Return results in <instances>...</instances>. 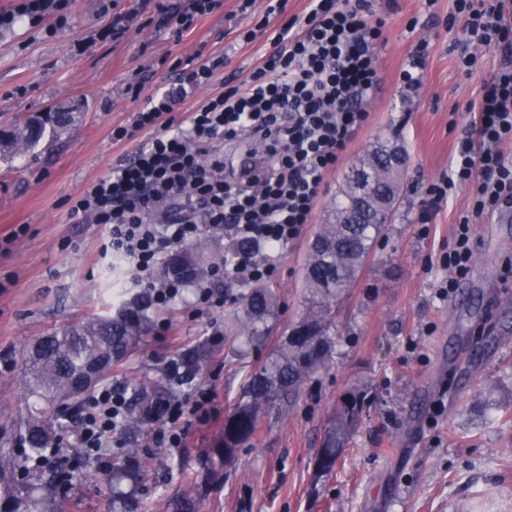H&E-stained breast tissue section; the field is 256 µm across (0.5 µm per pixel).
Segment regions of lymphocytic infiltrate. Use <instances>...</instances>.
Returning <instances> with one entry per match:
<instances>
[{
	"mask_svg": "<svg viewBox=\"0 0 512 512\" xmlns=\"http://www.w3.org/2000/svg\"><path fill=\"white\" fill-rule=\"evenodd\" d=\"M452 24L487 48L512 50V13L507 0H453ZM61 0H17L0 12V29L19 20L30 27L54 17ZM385 23L371 18L365 0H310L303 15L287 20L256 69L239 82L223 81L186 123L168 114L187 89L208 85L224 61L211 58L176 71L173 83L149 98L132 126L117 127L116 140L151 136L86 185L71 216L110 228V244L138 282L150 281L171 247L194 240L203 229L226 230L273 247L297 239L310 223L321 184L356 132L370 117L366 107L380 89V51ZM470 136L456 144L450 172L425 188L420 223H430L453 192L468 188L471 206L460 214L454 242L439 263L449 276L439 283L448 295L469 271L473 226L512 206V160L501 149L512 139V60L481 87L471 112ZM248 136L265 146L258 165L243 173L246 186L224 180L218 145ZM124 407L122 391L100 388L77 434L82 447H104Z\"/></svg>",
	"mask_w": 512,
	"mask_h": 512,
	"instance_id": "lymphocytic-infiltrate-1",
	"label": "lymphocytic infiltrate"
}]
</instances>
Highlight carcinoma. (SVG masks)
<instances>
[{
  "instance_id": "carcinoma-1",
  "label": "carcinoma",
  "mask_w": 512,
  "mask_h": 512,
  "mask_svg": "<svg viewBox=\"0 0 512 512\" xmlns=\"http://www.w3.org/2000/svg\"><path fill=\"white\" fill-rule=\"evenodd\" d=\"M75 121L76 115L59 112L47 122L18 120L4 131L0 155L28 152L46 135L63 132ZM405 182L404 174L391 167L386 150L377 142L350 167L325 224L309 245L305 310L287 336L260 359L246 390L224 414L211 447L202 449L204 481L218 480L263 418L277 406H288V398L327 367L336 346L331 334L332 303L355 283L374 243L393 219ZM227 265V256L213 252L201 240L167 255L159 276L199 288L214 284V273ZM222 287L234 305L224 321L225 340L242 339L260 346L277 315L278 291L256 285L234 294L231 280L222 281ZM157 318L153 297L143 292L122 301L112 314L63 325L36 340L22 364L25 410L10 423H0V512H63L61 486L96 476L88 468L69 469L63 459L49 453V444L79 429L94 392L112 378L113 365L151 334ZM210 362L208 344L197 343L170 358L160 376L124 385L121 438L134 443L164 422L179 397L178 389L201 376ZM362 409L359 391L336 411L315 457L318 476H327L336 467ZM154 480L153 466L145 459L132 453L112 457L107 477L112 512H135L136 490ZM200 502L199 484L191 477L182 493L163 503V512H199Z\"/></svg>"
}]
</instances>
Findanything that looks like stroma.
Masks as SVG:
<instances>
[{"label":"stroma","instance_id":"35a3bbf8","mask_svg":"<svg viewBox=\"0 0 512 512\" xmlns=\"http://www.w3.org/2000/svg\"><path fill=\"white\" fill-rule=\"evenodd\" d=\"M190 0H64L68 22L53 34L17 24L0 32V125L60 105L80 107L77 122L52 149L0 159V422L25 407L21 362L28 346L53 328L112 313L118 293L142 287L128 268L103 253L109 228L69 214L70 199L108 175L150 130L116 141L112 130L132 124L146 96L172 81L175 62L223 57L219 80L188 94L172 112L185 121L192 106L218 93L225 78L243 80L259 64L285 20L304 13L307 0H288L283 14L265 17L266 0H223L182 33L163 20V7ZM452 0H372L385 20L381 51L384 82L368 105L370 118L348 144L319 192L310 224L276 249L267 277L280 305L259 350L225 345V308L196 311L197 295L182 292L162 308L153 333L112 373L113 386L160 367L175 352L206 339L212 361L193 387L213 394L217 420L180 421L178 447L146 432L135 451L149 458L160 481L139 512H161L196 470L229 406L267 348L288 333L303 310L308 245L356 156L376 138L402 146L410 158L404 192L391 224L332 312L336 347L329 366L301 389L286 413L270 414L252 440L208 485L200 512H512V214L495 212L474 226L475 252L468 274L441 297L447 272L439 256L453 243L454 224L469 203L457 190L427 227L416 219L421 187L447 173L477 104L484 80L497 72L502 53L481 50V65L467 74L457 56L468 41L448 24ZM126 31L115 37L112 27ZM425 67L419 88L400 73L417 52ZM140 85V97L128 93ZM9 370H2V363ZM365 390L356 431L336 469L318 476L314 456L336 408ZM65 512H109L103 482L72 483Z\"/></svg>","mask_w":512,"mask_h":512}]
</instances>
